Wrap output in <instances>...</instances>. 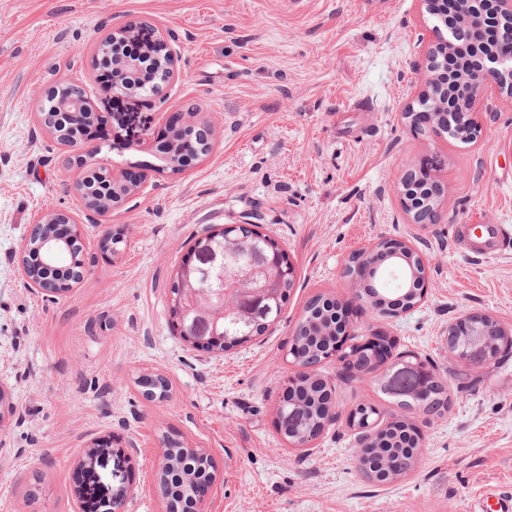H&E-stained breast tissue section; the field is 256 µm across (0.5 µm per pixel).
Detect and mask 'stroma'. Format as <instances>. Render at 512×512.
Masks as SVG:
<instances>
[{
  "mask_svg": "<svg viewBox=\"0 0 512 512\" xmlns=\"http://www.w3.org/2000/svg\"><path fill=\"white\" fill-rule=\"evenodd\" d=\"M131 21L168 39L178 72L163 98L130 96L116 111L96 46ZM432 23L418 0H0V388L13 404L0 422V512H82V496L106 502L123 482L135 490L126 512H165L171 441L208 454L206 512H475L486 492L512 494V354L472 364L448 353V327L467 313L512 330V251L474 258L453 234L512 225V98L484 100L471 143L405 124ZM65 79L108 119L101 157L144 180L91 224L69 150L37 117ZM190 110L214 124L212 150L187 171H157L168 117ZM423 168L446 199L435 224L409 223L397 189ZM49 209L78 219L84 259L82 282L52 300L27 287L15 254ZM256 223L294 269L279 320L224 352L183 341L169 313L176 269L207 228ZM107 234L118 254L100 251ZM382 240L423 254L427 295L395 316L363 311L355 341L382 334L391 358L428 361L450 405L414 415L415 469L377 485L356 466L347 418L361 403L386 422L400 409L369 373L319 364L336 421L304 447L274 410L303 372L288 348L308 301L354 302L346 261ZM147 374L168 381L167 398L142 396ZM102 439L113 453L78 470Z\"/></svg>",
  "mask_w": 512,
  "mask_h": 512,
  "instance_id": "1",
  "label": "stroma"
}]
</instances>
